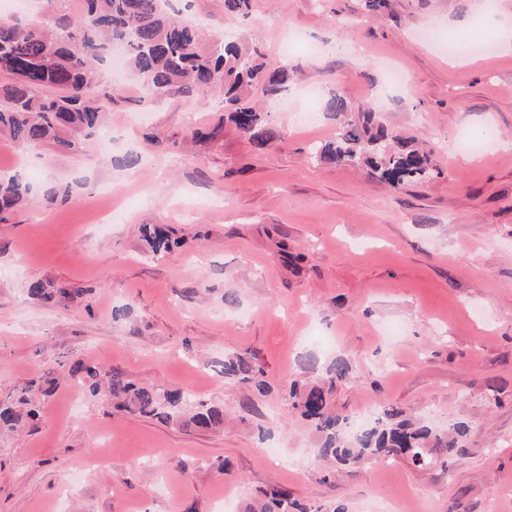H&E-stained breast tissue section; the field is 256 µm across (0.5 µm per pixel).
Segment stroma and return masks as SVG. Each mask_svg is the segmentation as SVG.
<instances>
[{"mask_svg": "<svg viewBox=\"0 0 512 512\" xmlns=\"http://www.w3.org/2000/svg\"><path fill=\"white\" fill-rule=\"evenodd\" d=\"M82 0H0L21 24L52 22ZM169 10L213 39L233 30L269 64L300 34L286 100H268L272 136L257 148L221 98L174 93L143 101L133 75L117 81L106 130L81 154L19 152L0 133V175H22L29 204L0 223V396L36 385L60 353L102 375L186 387L224 410L205 432L112 408L64 376L36 427L0 436V512H245L284 487L299 503L346 512H512V52L495 47L452 66L417 38L512 33V0H170ZM398 68L403 81L387 78ZM348 117L376 106L381 122L433 152L430 180L391 187L365 167L313 162L311 143L335 137L326 104ZM318 112L299 127L297 112ZM214 131L194 141V128ZM494 128L500 151L463 162L460 130ZM69 182L72 197L45 194ZM223 199L220 207L211 206ZM108 226L98 222L106 210ZM178 247L151 259L144 225ZM42 280L86 294L44 306ZM244 354L272 387L298 360L343 357L354 377L335 394L357 419L389 403L430 425L469 421L467 454L451 471L406 461L315 469L311 427L280 396L252 397L224 379ZM270 429L259 440V428Z\"/></svg>", "mask_w": 512, "mask_h": 512, "instance_id": "stroma-1", "label": "stroma"}]
</instances>
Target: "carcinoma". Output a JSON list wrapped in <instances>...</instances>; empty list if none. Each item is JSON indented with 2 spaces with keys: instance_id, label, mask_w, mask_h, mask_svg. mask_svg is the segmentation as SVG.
<instances>
[{
  "instance_id": "obj_1",
  "label": "carcinoma",
  "mask_w": 512,
  "mask_h": 512,
  "mask_svg": "<svg viewBox=\"0 0 512 512\" xmlns=\"http://www.w3.org/2000/svg\"><path fill=\"white\" fill-rule=\"evenodd\" d=\"M167 0H84L81 13L55 18L51 29L38 24L20 25L0 18V130L8 132L17 148L27 150L42 145L78 154L84 140L97 136L103 127L104 112L112 102V89L100 63L117 46L128 54V63L143 93L160 98L169 93L186 97L205 96L214 89L222 93L224 111L236 127L258 147L270 141L266 118L253 103V92L277 97L288 89L290 69L281 64L270 68L256 46H244L235 34L227 33L208 50L202 48L198 32L166 16ZM431 152L391 135L369 108L356 120L343 122L336 138L315 143L310 156L315 161L366 166L394 187L421 182L434 173ZM29 184L19 177L0 179V221L27 202ZM153 258L171 250L165 230L145 231ZM28 296L38 302H62L83 294V289L57 288L52 283L32 282ZM300 371L314 377L302 385L296 379L285 385L283 394L320 437L313 460L325 469L331 464L355 466L404 457L422 469L467 453L465 439L469 425L453 422L446 431L407 418L406 412L383 403L377 419L357 434L346 431L348 417L333 409L336 385L350 380L353 369L341 357L319 369L309 360ZM82 373L93 380L92 394L100 391L99 371L81 362L70 365L63 356L54 358L45 376L40 395L53 391L56 375ZM264 372L248 358L233 353L224 356V378L263 395L270 387ZM107 392L116 406L128 412L155 417L185 428L220 430L224 409L196 400L184 388L161 389L126 381L110 375ZM40 401L31 389L0 400V434L10 433L39 416ZM246 512H345L296 502L284 488L270 492L266 500L246 506Z\"/></svg>"
}]
</instances>
